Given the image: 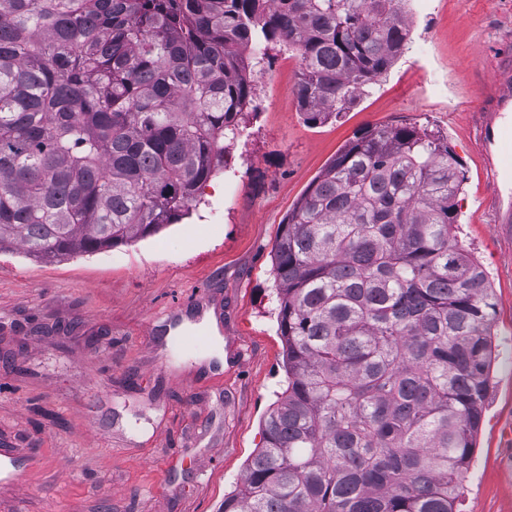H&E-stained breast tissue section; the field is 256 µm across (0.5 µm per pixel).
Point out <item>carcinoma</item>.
Returning <instances> with one entry per match:
<instances>
[{"instance_id":"carcinoma-1","label":"carcinoma","mask_w":512,"mask_h":512,"mask_svg":"<svg viewBox=\"0 0 512 512\" xmlns=\"http://www.w3.org/2000/svg\"><path fill=\"white\" fill-rule=\"evenodd\" d=\"M403 2L0 0V252L93 254L175 223L256 109L249 45L297 54L322 123L403 53ZM462 182L446 138L371 127L288 212V386L219 512H460L495 352Z\"/></svg>"}]
</instances>
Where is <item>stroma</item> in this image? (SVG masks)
<instances>
[{"mask_svg":"<svg viewBox=\"0 0 512 512\" xmlns=\"http://www.w3.org/2000/svg\"><path fill=\"white\" fill-rule=\"evenodd\" d=\"M410 40L388 73L338 116L311 125L299 61L271 49L253 72L259 107L190 215L94 254L36 261L0 253V512H218L263 444L287 386L271 256L289 210L365 129L425 126L461 162L462 247L487 271L498 357L462 512H512V231L492 222L473 144L472 102L512 0H409ZM205 292L223 308V368L173 354L164 311Z\"/></svg>","mask_w":512,"mask_h":512,"instance_id":"obj_1","label":"stroma"}]
</instances>
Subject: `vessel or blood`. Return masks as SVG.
Listing matches in <instances>:
<instances>
[{
    "mask_svg": "<svg viewBox=\"0 0 512 512\" xmlns=\"http://www.w3.org/2000/svg\"><path fill=\"white\" fill-rule=\"evenodd\" d=\"M512 108V66L504 64L491 71L478 89L473 102L477 131V149L487 169L489 189L487 205L493 221L512 224V204L505 201L501 178L512 173V122L503 114Z\"/></svg>",
    "mask_w": 512,
    "mask_h": 512,
    "instance_id": "1",
    "label": "vessel or blood"
}]
</instances>
